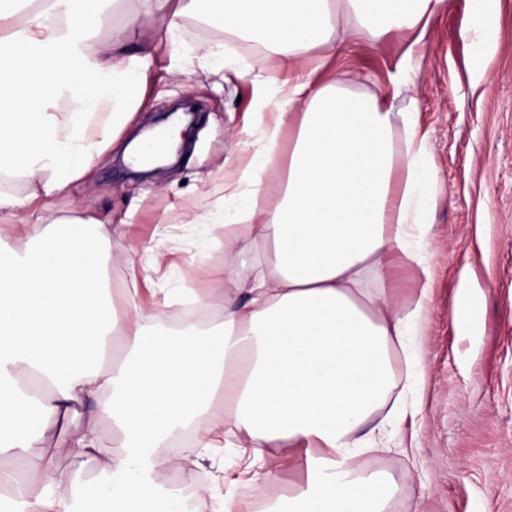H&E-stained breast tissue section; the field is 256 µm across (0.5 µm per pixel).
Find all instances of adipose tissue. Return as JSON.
Returning <instances> with one entry per match:
<instances>
[{"label":"adipose tissue","mask_w":512,"mask_h":512,"mask_svg":"<svg viewBox=\"0 0 512 512\" xmlns=\"http://www.w3.org/2000/svg\"><path fill=\"white\" fill-rule=\"evenodd\" d=\"M111 2L0 0V213L20 219L0 236V454L36 446L43 470L65 455L100 476L81 494L1 469L0 512H184L156 477L176 468L163 450L188 428L200 457L246 447L264 462L268 449H290L307 482L288 512H388V477L356 465L375 444L359 430L386 404L392 354L424 317L420 301L391 309L384 282L396 254L430 275L432 167L415 113L346 91L326 65L341 49L337 26L378 42L428 24L441 0H143L104 47L95 34ZM198 9L312 66L280 86L224 224L221 322L171 333L163 306L138 291L115 306L94 217L50 219L32 204L91 173L144 103L156 39ZM132 28L155 41L129 47ZM283 149L269 209L267 170ZM17 181L26 194L9 191ZM244 252L255 256L247 285L234 268Z\"/></svg>","instance_id":"adipose-tissue-1"}]
</instances>
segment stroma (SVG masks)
<instances>
[{
	"instance_id": "stroma-1",
	"label": "stroma",
	"mask_w": 512,
	"mask_h": 512,
	"mask_svg": "<svg viewBox=\"0 0 512 512\" xmlns=\"http://www.w3.org/2000/svg\"><path fill=\"white\" fill-rule=\"evenodd\" d=\"M208 44L223 47V66H203L199 53ZM408 56L416 71L402 86L397 76ZM258 58L263 71L246 75ZM328 66L345 90L385 96L397 112L414 107L435 165L430 279L420 280L397 256L386 281L395 309L410 310L420 298L426 305L409 357L397 359L409 387L372 416V424L388 418L393 425L357 464L388 476L389 512H512V0H493L485 16L475 14L472 0H443L425 29L351 41ZM289 70L286 56L255 39L193 12L181 18L173 46L149 73L145 105L90 176L43 201L49 217L77 207L103 221V276L115 298L145 266L129 257L134 242L158 243L169 253L170 269L139 287L147 305L153 290L170 297L167 329L186 318L184 284L217 291L224 185L239 180L251 157L242 142L259 141L272 119L264 103ZM180 100L202 112L190 147L177 165L134 180L122 161L125 145ZM472 292L479 307L467 324H455ZM268 459L279 466L269 496L252 483L254 468L241 449L216 450L202 468L187 456L181 464L208 482L213 512H270L275 497L296 491L305 471L284 448L270 449Z\"/></svg>"
}]
</instances>
